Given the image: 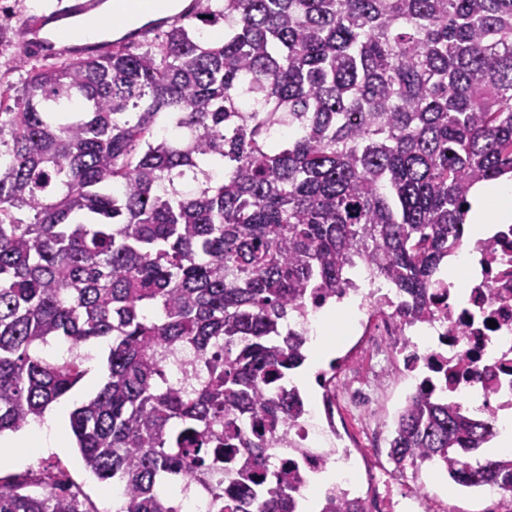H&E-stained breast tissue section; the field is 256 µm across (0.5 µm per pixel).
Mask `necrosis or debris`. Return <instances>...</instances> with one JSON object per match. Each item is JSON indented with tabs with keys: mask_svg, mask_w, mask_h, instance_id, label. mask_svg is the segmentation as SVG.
<instances>
[{
	"mask_svg": "<svg viewBox=\"0 0 512 512\" xmlns=\"http://www.w3.org/2000/svg\"><path fill=\"white\" fill-rule=\"evenodd\" d=\"M471 256L459 283L440 279L431 291L430 313L419 320L406 313L399 291L384 280L369 278L353 288L360 298L355 333L376 366L367 372L362 362L341 357L336 371L348 376L344 396L328 391L321 407L305 409L265 450L273 465L294 463L300 494L308 493L312 473L331 465L343 474L332 496L361 501L363 512H446L402 492L399 472L385 467L359 491L353 449L364 440L379 453L383 431L373 424L349 426L344 407L368 408L377 387L397 370L414 388L434 383L449 402L480 398L477 413L512 412V224L496 225Z\"/></svg>",
	"mask_w": 512,
	"mask_h": 512,
	"instance_id": "1",
	"label": "necrosis or debris"
}]
</instances>
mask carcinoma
I'll return each mask as SVG.
<instances>
[{"label":"carcinoma","instance_id":"cac0c4a2","mask_svg":"<svg viewBox=\"0 0 512 512\" xmlns=\"http://www.w3.org/2000/svg\"><path fill=\"white\" fill-rule=\"evenodd\" d=\"M163 23L139 52L130 32L0 88V435L41 420L105 339L106 382L70 429L124 488L115 512H179L173 479L213 512H298L292 469L264 455L303 411L288 311L359 262L429 310L472 188L512 173V0H197L141 28ZM53 340L75 354L47 358ZM184 347L176 387L165 353ZM494 436L418 392L389 459L512 485V456L475 454ZM0 512L97 510L39 468L0 477Z\"/></svg>","mask_w":512,"mask_h":512}]
</instances>
